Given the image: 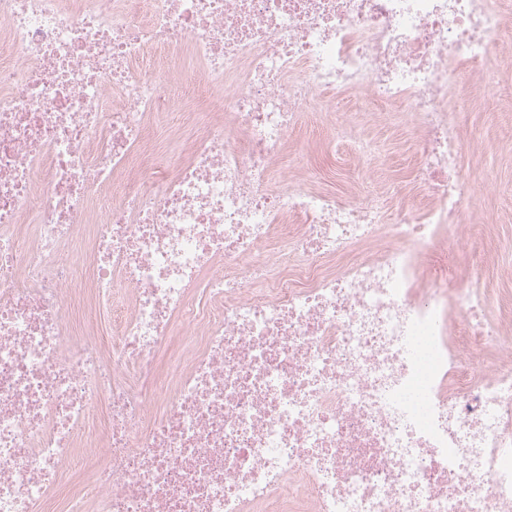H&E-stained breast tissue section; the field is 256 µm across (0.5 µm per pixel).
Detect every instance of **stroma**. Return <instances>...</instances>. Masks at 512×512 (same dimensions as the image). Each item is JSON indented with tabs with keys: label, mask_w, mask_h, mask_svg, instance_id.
Returning a JSON list of instances; mask_svg holds the SVG:
<instances>
[{
	"label": "stroma",
	"mask_w": 512,
	"mask_h": 512,
	"mask_svg": "<svg viewBox=\"0 0 512 512\" xmlns=\"http://www.w3.org/2000/svg\"><path fill=\"white\" fill-rule=\"evenodd\" d=\"M458 124L466 147L463 172L476 189L466 213L474 231L464 250L449 256L448 270L486 288L512 290V97H500L489 109L476 104L459 113ZM373 134L383 153L371 190L404 186L414 167L408 132L389 124ZM329 135L323 126L293 133L290 159L312 184L347 196L361 184L363 168L346 144L329 143Z\"/></svg>",
	"instance_id": "obj_1"
}]
</instances>
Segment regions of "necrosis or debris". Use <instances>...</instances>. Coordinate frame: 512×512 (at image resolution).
Wrapping results in <instances>:
<instances>
[{
	"label": "necrosis or debris",
	"instance_id": "1",
	"mask_svg": "<svg viewBox=\"0 0 512 512\" xmlns=\"http://www.w3.org/2000/svg\"><path fill=\"white\" fill-rule=\"evenodd\" d=\"M511 35L512 0H0V512H512V317L432 263L454 78L494 96ZM339 93L368 162L416 130L399 201L281 166ZM492 63L498 71L496 82L501 86H510L512 89V39H504L497 45Z\"/></svg>",
	"mask_w": 512,
	"mask_h": 512
}]
</instances>
